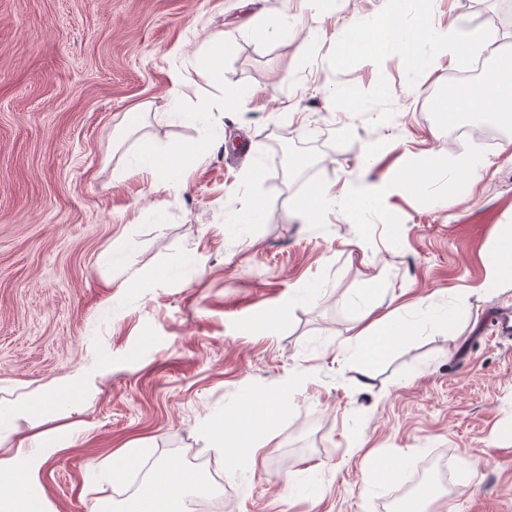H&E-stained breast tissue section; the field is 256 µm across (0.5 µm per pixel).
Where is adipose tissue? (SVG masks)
<instances>
[{"mask_svg":"<svg viewBox=\"0 0 512 512\" xmlns=\"http://www.w3.org/2000/svg\"><path fill=\"white\" fill-rule=\"evenodd\" d=\"M410 4L400 0L395 12L353 23L340 45L343 60H368L383 45H390L402 58L411 60L418 48L429 53H461L464 49L456 34L448 29L424 26L409 21ZM503 126L512 125V68L496 71L495 83L485 96L459 95L455 101L454 120H467L475 108ZM443 167L438 162L409 166L394 179L380 184L356 183L347 194L343 217L360 222L384 198L399 189H423L437 181ZM487 292H495L512 280V224L503 225L496 250L485 259ZM58 409L52 393L40 392L35 402L0 408V424L10 425L23 419L29 424L28 435L8 443L0 435V512H47V498L41 484L46 461L60 449L61 429L57 427ZM200 474L174 465L157 467L124 512H191L188 500L205 491Z\"/></svg>","mask_w":512,"mask_h":512,"instance_id":"1","label":"adipose tissue"}]
</instances>
